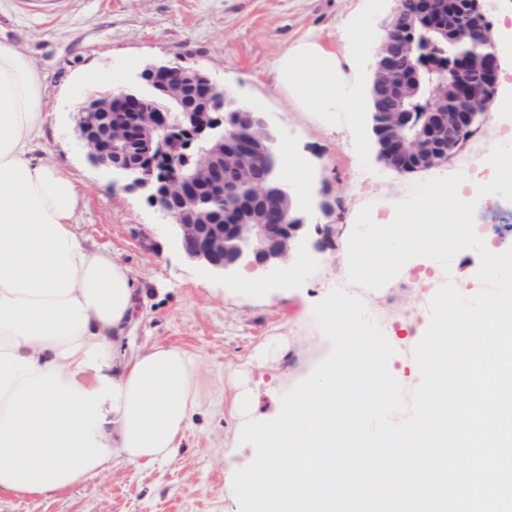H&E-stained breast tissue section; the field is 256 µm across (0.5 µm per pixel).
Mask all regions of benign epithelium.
Segmentation results:
<instances>
[{"label":"benign epithelium","mask_w":512,"mask_h":512,"mask_svg":"<svg viewBox=\"0 0 512 512\" xmlns=\"http://www.w3.org/2000/svg\"><path fill=\"white\" fill-rule=\"evenodd\" d=\"M428 22L452 45L470 50L462 66L438 69L424 112L408 111L420 89L418 47L408 36ZM500 64L480 0H398L373 63L372 98L378 156L398 173L448 162L489 112ZM147 88L88 98L77 120L78 143L113 183L142 190L155 211L170 218L175 243L189 261L224 276L241 265L276 279L303 251L318 254L336 225L310 224L288 187L276 135L266 113L235 106L201 71L149 64ZM249 132L237 149L234 133ZM236 199L226 212L217 202Z\"/></svg>","instance_id":"benign-epithelium-1"}]
</instances>
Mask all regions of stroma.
<instances>
[{"label":"stroma","mask_w":512,"mask_h":512,"mask_svg":"<svg viewBox=\"0 0 512 512\" xmlns=\"http://www.w3.org/2000/svg\"><path fill=\"white\" fill-rule=\"evenodd\" d=\"M355 0H0V42L20 46L37 68L49 117L38 158L59 167L85 192L79 231L96 248L110 249L132 272L138 307L130 336L114 352L129 357L156 343L176 345L201 366L202 408L180 448L165 462L116 464L111 474L49 497L0 493V512H240L235 471L254 455L251 445L231 452L239 423L234 399L247 389L252 415H276L281 396L305 379L331 351L307 311L330 282L347 280L344 243L353 212L399 194L416 181L377 158L371 126L360 135L323 128L275 87L271 66L289 46L314 33L338 44L341 22ZM151 62L206 72L240 104L267 113L277 149L306 163L307 183L282 180L316 224L336 227L332 248L318 259L295 260L274 280L242 268L231 277L188 261L141 191H128L92 165L77 144V112L98 94L97 74L114 88H138ZM83 84H75V76ZM260 291L240 292L245 279ZM418 286L390 312L396 338L419 342L430 319Z\"/></svg>","instance_id":"1"}]
</instances>
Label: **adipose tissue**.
<instances>
[{
    "instance_id": "obj_1",
    "label": "adipose tissue",
    "mask_w": 512,
    "mask_h": 512,
    "mask_svg": "<svg viewBox=\"0 0 512 512\" xmlns=\"http://www.w3.org/2000/svg\"><path fill=\"white\" fill-rule=\"evenodd\" d=\"M369 9L362 0L345 17L339 49L309 36L272 66L276 86L326 127L359 123ZM45 120L35 66L0 42V493L19 498L70 490L119 461L167 460L202 406L188 351L114 356L133 320L130 271L86 243L82 189L36 158Z\"/></svg>"
}]
</instances>
